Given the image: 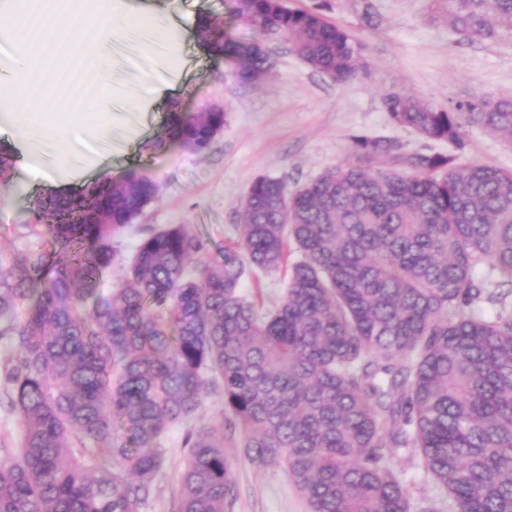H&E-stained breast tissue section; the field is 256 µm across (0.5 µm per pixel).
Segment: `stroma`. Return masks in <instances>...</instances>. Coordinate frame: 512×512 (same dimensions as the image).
Here are the masks:
<instances>
[{
  "label": "stroma",
  "instance_id": "1",
  "mask_svg": "<svg viewBox=\"0 0 512 512\" xmlns=\"http://www.w3.org/2000/svg\"><path fill=\"white\" fill-rule=\"evenodd\" d=\"M141 2L150 13L178 22L184 35L176 51L160 55L147 38L130 34L117 41L121 56L111 66L118 72L113 85L119 114L112 129L118 145L106 149L96 127L86 122L73 127L67 146L75 171L71 186L99 176V169L84 165L95 154L111 168L112 178L137 163L157 184L156 199L118 244L124 258L149 225L188 224L210 242L238 240L243 196L254 177H282L289 187L301 186L344 162L356 135L396 140L409 151L426 147L452 152L446 142H429L395 126L383 103L387 91L402 90L441 106L477 92L512 94V40L468 41L432 18L427 0H331L329 19L352 32L365 63L364 73L344 85L277 42L266 45L272 62L267 80L242 83L234 64L215 58L198 32L201 17L220 14L231 36L253 40L252 29L233 16V0ZM165 69L177 76L165 95L152 96L150 79ZM214 101L223 102L226 119L205 153L159 146L171 103L195 112ZM460 160L512 171V142L480 126H467ZM31 191L17 168L9 185H0V250L42 248L41 239L26 228ZM186 430L182 424L166 433L156 490L142 512H171L180 491ZM225 452L238 490L231 512H307L283 469L257 467L230 445ZM389 465L409 491L411 512H455L452 499L425 473L415 450L399 451Z\"/></svg>",
  "mask_w": 512,
  "mask_h": 512
}]
</instances>
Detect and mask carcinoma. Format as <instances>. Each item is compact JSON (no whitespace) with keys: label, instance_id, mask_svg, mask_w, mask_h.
Listing matches in <instances>:
<instances>
[{"label":"carcinoma","instance_id":"cac0c4a2","mask_svg":"<svg viewBox=\"0 0 512 512\" xmlns=\"http://www.w3.org/2000/svg\"><path fill=\"white\" fill-rule=\"evenodd\" d=\"M475 41L512 40V0H431ZM329 0H234L257 41L205 16L199 29L239 79L264 82L268 42L338 84L362 72V45L328 20ZM392 121L459 152L478 125L512 140V95L446 107L392 90ZM223 112L170 107L166 138L205 152ZM343 164L297 188L259 175L242 233L209 244L187 224L152 229L118 287L99 290L112 242L150 205L137 166L78 192L39 196L28 228L39 250L0 252L3 368L22 432L0 442V512H141L167 431L211 392L219 422L190 430L173 512H226L235 500L225 432L258 467L285 469L309 512H410L388 466L401 448L456 512H512V172L455 154L407 152L357 135ZM15 156L0 143V183ZM299 254L288 263L290 251ZM282 271L271 309L240 293L247 274ZM499 307L495 319L475 313Z\"/></svg>","mask_w":512,"mask_h":512}]
</instances>
